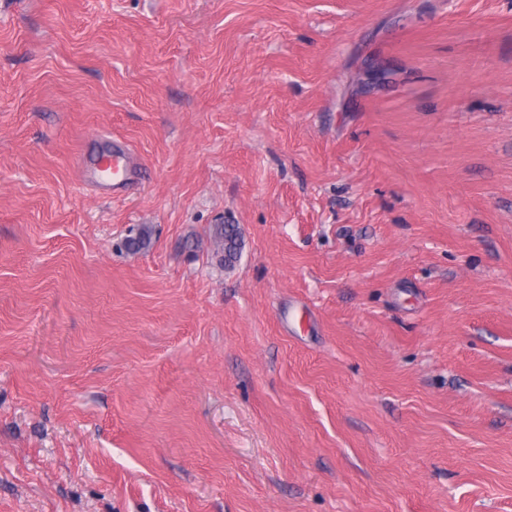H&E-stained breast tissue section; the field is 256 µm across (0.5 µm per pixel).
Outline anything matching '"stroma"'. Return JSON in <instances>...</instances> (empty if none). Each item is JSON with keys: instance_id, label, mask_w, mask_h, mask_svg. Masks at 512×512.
I'll return each instance as SVG.
<instances>
[{"instance_id": "35a3bbf8", "label": "stroma", "mask_w": 512, "mask_h": 512, "mask_svg": "<svg viewBox=\"0 0 512 512\" xmlns=\"http://www.w3.org/2000/svg\"><path fill=\"white\" fill-rule=\"evenodd\" d=\"M0 512H512V0H0ZM95 141L101 144L79 155L78 169L100 195L116 194L139 181L142 170L128 146L105 136ZM214 237L220 247L221 262L231 265L238 257L239 228L235 224H219L215 227Z\"/></svg>"}]
</instances>
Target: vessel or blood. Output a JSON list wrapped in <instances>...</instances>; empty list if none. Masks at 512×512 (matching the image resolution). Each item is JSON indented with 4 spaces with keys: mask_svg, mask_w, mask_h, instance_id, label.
<instances>
[{
    "mask_svg": "<svg viewBox=\"0 0 512 512\" xmlns=\"http://www.w3.org/2000/svg\"><path fill=\"white\" fill-rule=\"evenodd\" d=\"M78 169L102 195L124 191L141 176V167L131 149L106 137L99 146L90 147L79 155Z\"/></svg>",
    "mask_w": 512,
    "mask_h": 512,
    "instance_id": "vessel-or-blood-1",
    "label": "vessel or blood"
}]
</instances>
